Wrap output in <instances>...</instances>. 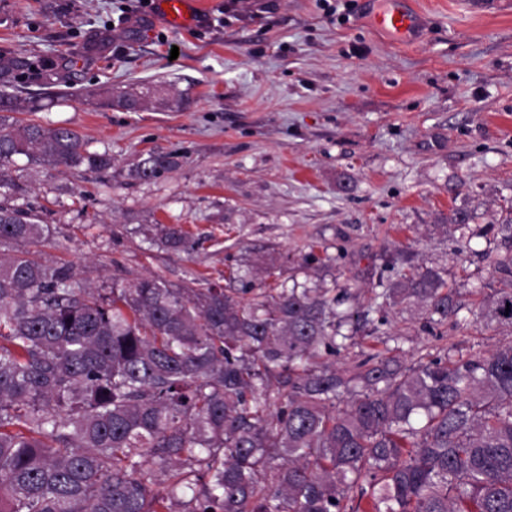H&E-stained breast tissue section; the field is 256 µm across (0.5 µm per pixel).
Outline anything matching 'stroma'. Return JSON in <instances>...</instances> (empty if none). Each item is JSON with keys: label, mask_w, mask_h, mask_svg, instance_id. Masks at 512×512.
Here are the masks:
<instances>
[{"label": "stroma", "mask_w": 512, "mask_h": 512, "mask_svg": "<svg viewBox=\"0 0 512 512\" xmlns=\"http://www.w3.org/2000/svg\"><path fill=\"white\" fill-rule=\"evenodd\" d=\"M413 2L423 28L405 43L373 25L380 0H194L188 29L138 0H0L1 52L37 68L72 62L60 72L68 98L15 120L73 128L112 157L102 170H24L23 203L49 227L34 257L98 290L148 276L202 288L272 255L270 284L347 282L376 319V278L400 250L442 270L469 317L479 290L497 285L499 240L484 227L512 206V10ZM101 41L107 52H86ZM150 82L186 105L122 112L83 96ZM149 152L182 163L129 178ZM455 209L476 217L466 250L446 222ZM160 224L181 226L191 249L159 244ZM384 316L410 363L512 340L494 322L433 336L417 307Z\"/></svg>", "instance_id": "obj_1"}]
</instances>
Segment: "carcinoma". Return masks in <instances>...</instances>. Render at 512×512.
<instances>
[{
	"label": "carcinoma",
	"mask_w": 512,
	"mask_h": 512,
	"mask_svg": "<svg viewBox=\"0 0 512 512\" xmlns=\"http://www.w3.org/2000/svg\"><path fill=\"white\" fill-rule=\"evenodd\" d=\"M31 69L0 52V512H512V341L486 354L406 363L391 336L339 288H265L272 258L237 266V288L158 277L108 292L75 286L68 265L31 256L46 239L16 158L45 169H106L66 126L9 119L35 100L11 94ZM126 112L181 107L170 87L97 93ZM180 165L149 153L150 181ZM487 231L512 245V208ZM171 250L188 247L161 227ZM377 307L457 316L444 273L399 252ZM474 313L512 327V251ZM511 311H506V307ZM385 345L357 362L342 327Z\"/></svg>",
	"instance_id": "obj_1"
}]
</instances>
